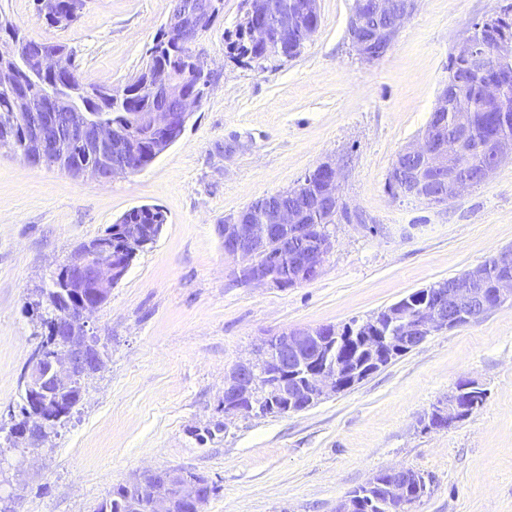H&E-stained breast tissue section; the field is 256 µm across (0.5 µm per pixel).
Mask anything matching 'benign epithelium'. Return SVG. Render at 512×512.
Wrapping results in <instances>:
<instances>
[{
  "label": "benign epithelium",
  "mask_w": 512,
  "mask_h": 512,
  "mask_svg": "<svg viewBox=\"0 0 512 512\" xmlns=\"http://www.w3.org/2000/svg\"><path fill=\"white\" fill-rule=\"evenodd\" d=\"M418 0H354L348 22L350 42L365 61L375 60L373 46L392 44L402 25L412 16ZM249 37L275 55L284 54L292 39L305 44L313 36L306 16L318 12V0H293L278 5L274 0H250L248 6ZM218 11L214 0L203 4H187L171 11L162 25L163 40L169 48H189L190 65L197 80L186 86L167 71L154 74L152 89L176 109L162 107L140 115L141 126L160 142L179 139L211 81L208 58L200 48L202 33L211 29ZM373 16H391L394 24L377 29ZM502 49L498 34L490 20L473 25L454 48V61L466 74L486 75L481 85L484 99L495 104L502 90L512 85V65L496 64L493 52ZM452 88L438 93L432 111V124L414 143L395 156L388 174L391 192L396 198L444 205L466 191L486 182L506 159L512 160V136L497 135L485 142L474 143V113L467 82L451 77ZM453 93V112L443 114L448 93ZM63 97L33 101L31 95L21 98L22 108L32 110L25 118L31 150L25 154L29 162L52 161L64 147L79 141L84 150L106 160L107 167L81 165L74 176L89 175L99 181L119 178L139 169L133 151L112 137V125L94 123L78 109L69 113L66 126L56 123V112ZM474 150L486 153L490 160L478 175L466 166L468 154ZM419 160L416 170L402 167L405 158ZM321 176L320 189L314 193L311 207H245L224 219V255L249 271L248 285H270L276 288L296 286L315 280L333 247L331 225L341 215L350 214L340 195V169L334 162H323L294 188L303 193L316 177ZM327 219L315 234L309 233L313 214ZM112 234L76 249L56 270L52 280L55 293L70 300L64 316L46 314L41 300L31 303L37 313L45 314L44 342L36 349L27 372L31 382L28 407L31 415L41 419L42 433L30 435L27 421L19 420L10 427L9 435L16 445H37L55 433L57 422L67 414L63 393L69 391L76 375L91 369L99 371L108 358L107 347L100 341H89L88 319L108 299L129 269L122 256L108 245ZM494 288L487 291L489 277ZM512 300V247L500 250L487 263L468 269L425 288L422 297L409 304H395L379 312L364 324V342L378 340L391 351L410 352L429 337L463 326L482 313ZM350 330L320 327L293 328L275 336L262 338L254 355L236 363L224 378V419L253 416L259 412L257 400L262 391L281 402L275 410L297 413L311 408L332 395L363 381L367 373L347 371L336 358V341L348 338ZM466 392L455 388L448 398L437 402L438 420L430 429L454 427L467 413ZM407 469L396 468L385 486L386 508L398 512L408 506ZM125 492L145 506L147 512H206L212 495L208 479L185 469H169L158 475L147 470L123 484Z\"/></svg>",
  "instance_id": "benign-epithelium-1"
}]
</instances>
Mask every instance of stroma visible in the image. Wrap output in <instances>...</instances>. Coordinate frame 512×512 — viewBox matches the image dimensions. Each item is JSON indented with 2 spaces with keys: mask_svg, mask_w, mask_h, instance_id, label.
<instances>
[{
  "mask_svg": "<svg viewBox=\"0 0 512 512\" xmlns=\"http://www.w3.org/2000/svg\"><path fill=\"white\" fill-rule=\"evenodd\" d=\"M353 0H318L302 52L258 69L228 57L244 0H224L201 46L214 73L183 136L147 168L103 183L0 150V427L9 428L41 340L35 286L127 210L167 222L89 329L108 348L78 410L42 448L5 449L10 512H95L113 486L186 468L214 486L207 512H336L382 469L431 475L416 512H512V301L396 358L354 387L281 417L224 421V375L295 327L364 321L408 293L512 246V163L445 206L397 199L393 159L425 128L463 32L512 0H420L385 56L351 46ZM172 0H87L65 29L34 0H0L34 39L66 44L86 81L120 87L141 69ZM343 167L339 222L320 276L293 288L238 285L220 226L320 163ZM484 405L444 431L423 418L461 380Z\"/></svg>",
  "mask_w": 512,
  "mask_h": 512,
  "instance_id": "obj_1",
  "label": "stroma"
}]
</instances>
